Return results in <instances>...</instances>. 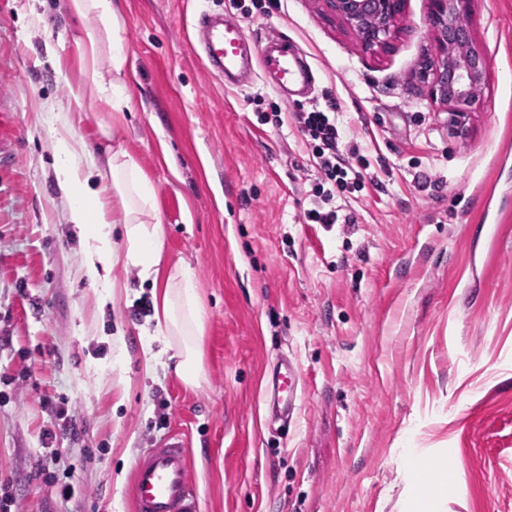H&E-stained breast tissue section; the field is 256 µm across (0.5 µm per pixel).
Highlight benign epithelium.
Instances as JSON below:
<instances>
[{
  "label": "benign epithelium",
  "mask_w": 512,
  "mask_h": 512,
  "mask_svg": "<svg viewBox=\"0 0 512 512\" xmlns=\"http://www.w3.org/2000/svg\"><path fill=\"white\" fill-rule=\"evenodd\" d=\"M365 50L385 49L398 31L406 0H327ZM475 0H431L430 24L440 60L423 63L421 75L431 99L448 104V127L458 136L468 130L470 107L483 89L486 59L464 24Z\"/></svg>",
  "instance_id": "7a95c632"
}]
</instances>
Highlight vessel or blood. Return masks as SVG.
<instances>
[{
    "instance_id": "vessel-or-blood-1",
    "label": "vessel or blood",
    "mask_w": 512,
    "mask_h": 512,
    "mask_svg": "<svg viewBox=\"0 0 512 512\" xmlns=\"http://www.w3.org/2000/svg\"><path fill=\"white\" fill-rule=\"evenodd\" d=\"M195 27L214 75L231 79L252 56L262 71L275 73L280 91L308 87L315 81L312 68L286 37L273 35L262 42H251L236 20L204 11L198 14ZM296 373V367L285 361L276 369L272 404L280 413H287L295 405L288 395V382ZM130 496L133 512H198L190 455L180 435L161 439L139 457Z\"/></svg>"
}]
</instances>
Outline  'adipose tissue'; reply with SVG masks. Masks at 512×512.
Instances as JSON below:
<instances>
[{
  "label": "adipose tissue",
  "mask_w": 512,
  "mask_h": 512,
  "mask_svg": "<svg viewBox=\"0 0 512 512\" xmlns=\"http://www.w3.org/2000/svg\"><path fill=\"white\" fill-rule=\"evenodd\" d=\"M69 13L88 21L77 42L80 76L70 84L71 110L55 134V178L69 202V221L82 242L83 276L112 293L117 263L137 269L150 282L154 327L144 346V370L173 367L195 389L205 380L203 337L207 311L196 289L193 269L169 262L156 191L134 155L124 148L94 158L75 136L88 111L108 112L117 126L131 108L122 74L127 63L120 0H67ZM108 58L111 73L100 60Z\"/></svg>",
  "instance_id": "obj_1"
}]
</instances>
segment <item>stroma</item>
<instances>
[{
  "instance_id": "obj_1",
  "label": "stroma",
  "mask_w": 512,
  "mask_h": 512,
  "mask_svg": "<svg viewBox=\"0 0 512 512\" xmlns=\"http://www.w3.org/2000/svg\"><path fill=\"white\" fill-rule=\"evenodd\" d=\"M133 103L91 113V155L122 146L153 183L166 250L207 310L206 381L141 367L151 287L121 273L112 302L80 273L53 142L89 25L65 0H0V491L11 512H132L142 452L189 443L199 512H512V0H476L487 73L469 132L416 74L437 58L429 0H407L383 52L326 0L242 18L316 73L306 98L227 86L196 52L198 12L228 0H122ZM64 60L57 68L56 60ZM338 105L378 185L351 224H309L315 172L295 113ZM275 112L279 122L264 123ZM301 370L287 433L269 408L279 356ZM64 403L78 438L43 434ZM69 475L62 499L45 466Z\"/></svg>"
}]
</instances>
